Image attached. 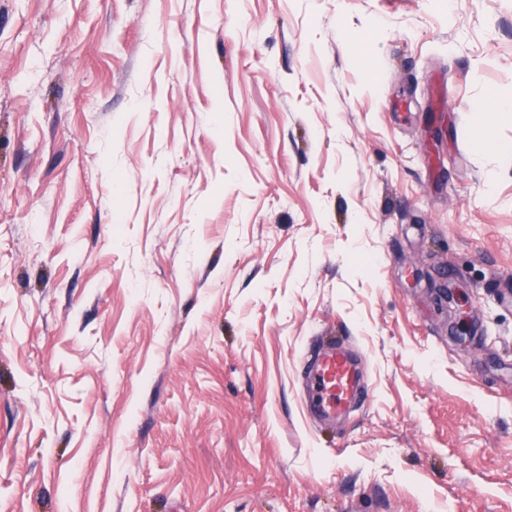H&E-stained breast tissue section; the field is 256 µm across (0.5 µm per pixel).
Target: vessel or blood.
Wrapping results in <instances>:
<instances>
[{
    "mask_svg": "<svg viewBox=\"0 0 512 512\" xmlns=\"http://www.w3.org/2000/svg\"><path fill=\"white\" fill-rule=\"evenodd\" d=\"M302 372L312 391L308 410L314 417L335 418L362 398V372L345 347L326 344L316 357L303 361Z\"/></svg>",
    "mask_w": 512,
    "mask_h": 512,
    "instance_id": "vessel-or-blood-1",
    "label": "vessel or blood"
}]
</instances>
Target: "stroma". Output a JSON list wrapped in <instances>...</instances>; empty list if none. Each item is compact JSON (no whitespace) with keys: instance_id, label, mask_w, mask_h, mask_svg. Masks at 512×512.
<instances>
[{"instance_id":"35a3bbf8","label":"stroma","mask_w":512,"mask_h":512,"mask_svg":"<svg viewBox=\"0 0 512 512\" xmlns=\"http://www.w3.org/2000/svg\"><path fill=\"white\" fill-rule=\"evenodd\" d=\"M481 133L512 0H0V512H512ZM301 371L314 392L308 402L314 417L336 418L363 397L362 372L345 347L326 344L316 357L302 362Z\"/></svg>"}]
</instances>
